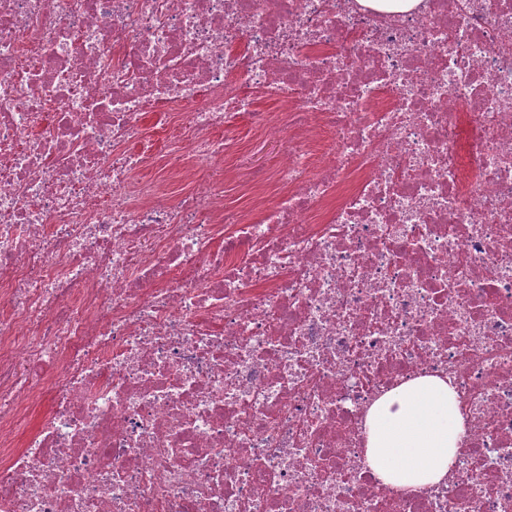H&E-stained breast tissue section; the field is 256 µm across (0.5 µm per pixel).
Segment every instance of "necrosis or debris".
<instances>
[{"instance_id":"4bbe7bcc","label":"necrosis or debris","mask_w":512,"mask_h":512,"mask_svg":"<svg viewBox=\"0 0 512 512\" xmlns=\"http://www.w3.org/2000/svg\"><path fill=\"white\" fill-rule=\"evenodd\" d=\"M240 115L289 141L245 209ZM431 374L405 492L363 420ZM0 512H512V0H0ZM167 112H154L150 113L146 119L145 125L143 126L142 134L157 141L160 154L173 153L176 148V144L172 138V132L167 125V119L169 116L164 115ZM465 430L448 379L421 376L371 404L366 459L384 483L404 489L435 485L448 476Z\"/></svg>"}]
</instances>
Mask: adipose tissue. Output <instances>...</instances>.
Here are the masks:
<instances>
[{"label":"adipose tissue","mask_w":512,"mask_h":512,"mask_svg":"<svg viewBox=\"0 0 512 512\" xmlns=\"http://www.w3.org/2000/svg\"><path fill=\"white\" fill-rule=\"evenodd\" d=\"M465 430L447 379L421 376L371 404L366 459L383 482L404 489L435 485L447 477Z\"/></svg>","instance_id":"obj_1"}]
</instances>
